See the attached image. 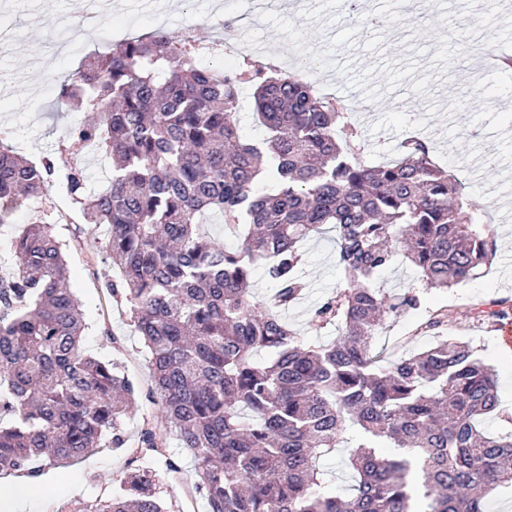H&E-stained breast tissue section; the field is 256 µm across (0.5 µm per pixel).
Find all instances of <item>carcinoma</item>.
<instances>
[{
  "label": "carcinoma",
  "instance_id": "1",
  "mask_svg": "<svg viewBox=\"0 0 512 512\" xmlns=\"http://www.w3.org/2000/svg\"><path fill=\"white\" fill-rule=\"evenodd\" d=\"M253 91L262 143L237 122ZM57 100L95 117L74 144L111 160L107 185L88 187L75 162L62 187L85 223L106 227L105 248L147 351L150 396L164 415L138 449L190 455L210 512H484L512 485V433L494 436V370L468 345L442 339L379 364L372 341L386 313L419 304L389 295L376 276L400 262L426 289L477 278L496 254L480 210L416 137L385 165L361 159L346 109L301 78L245 64L226 73L200 62L190 36L135 35L84 59ZM56 162L0 149V207L41 203ZM218 214L241 244L209 236ZM335 232L336 296L314 319L336 339L306 341L282 312L308 288L300 245ZM0 277V475L76 461L125 445L135 383L82 351L85 324L61 245L34 221L14 238ZM271 287L256 311L254 273ZM267 351L270 359L257 355ZM344 448L343 497L317 465ZM388 448L402 452L390 454ZM99 512H166L154 474H125Z\"/></svg>",
  "mask_w": 512,
  "mask_h": 512
}]
</instances>
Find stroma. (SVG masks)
<instances>
[{
    "instance_id": "35a3bbf8",
    "label": "stroma",
    "mask_w": 512,
    "mask_h": 512,
    "mask_svg": "<svg viewBox=\"0 0 512 512\" xmlns=\"http://www.w3.org/2000/svg\"><path fill=\"white\" fill-rule=\"evenodd\" d=\"M382 0H361L356 15H337L322 0H296L293 9L274 0H0V141L30 160L54 154L61 170L72 159L66 145L74 126L88 113L54 109L58 79L77 68L86 54L107 51L120 34L161 28L175 38L202 24L219 29L233 19L237 29H256L258 54L231 49L232 66L258 57L301 71L314 56L320 72L312 83L319 93L344 104L361 132L362 156L381 163L397 157L401 133L429 141L436 158L464 186L469 203L483 208L487 228L498 243L481 277L425 295L418 308L389 315L374 341L376 352L391 356L430 347L445 336L468 344L497 375L503 410H512V356L501 352L499 322L490 317L494 303L512 307V69H480L478 57L489 49L512 54V0H443L440 20L421 11L415 21L391 17L388 26L363 34L370 16H382ZM42 208L62 245L72 286L81 302L85 351L120 362L138 384V404L126 422V444L103 443L93 455L45 471L34 488L48 512H90L112 497L117 479L132 469L156 473L157 489L171 500V512H208L196 493L194 463L179 449L162 455L137 450L142 428L160 424L162 414L148 398L145 347L129 313L105 288L112 270L104 253L105 229L85 224L81 213L52 186ZM305 298L285 316L299 336L330 341L335 324L313 325L314 310L335 296L339 272L335 246L327 235L302 245ZM448 318L435 329L426 323L438 311ZM180 467L172 476L168 462Z\"/></svg>"
}]
</instances>
